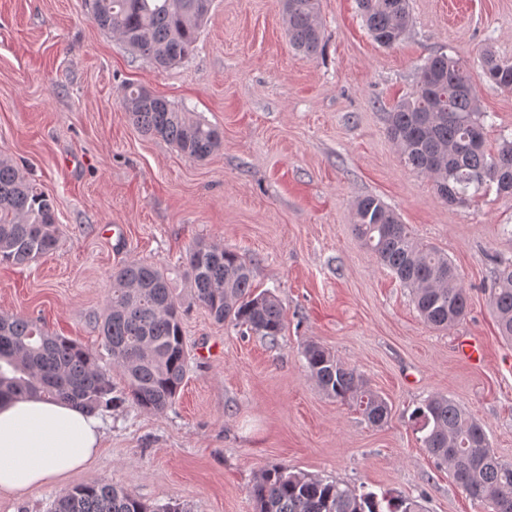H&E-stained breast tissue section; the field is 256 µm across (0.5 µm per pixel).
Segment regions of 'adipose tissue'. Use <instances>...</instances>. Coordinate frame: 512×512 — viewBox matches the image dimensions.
<instances>
[{"instance_id":"1","label":"adipose tissue","mask_w":512,"mask_h":512,"mask_svg":"<svg viewBox=\"0 0 512 512\" xmlns=\"http://www.w3.org/2000/svg\"><path fill=\"white\" fill-rule=\"evenodd\" d=\"M103 435L100 416L68 403L0 400V494L20 495L85 468Z\"/></svg>"}]
</instances>
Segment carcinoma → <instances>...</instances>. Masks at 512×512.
Masks as SVG:
<instances>
[{"mask_svg":"<svg viewBox=\"0 0 512 512\" xmlns=\"http://www.w3.org/2000/svg\"><path fill=\"white\" fill-rule=\"evenodd\" d=\"M374 41L391 48L410 23L408 0H357ZM288 41L314 58L323 51L324 31L318 0H282ZM210 11L204 0H92V19L134 52L158 67H168L195 49ZM484 77L512 91V62L487 53ZM124 112L144 134L161 137L183 155L203 161L222 145L217 128L173 106L146 89H122ZM490 114L481 110L476 88L459 61L434 56L421 68L413 92L389 114L388 137L406 164L427 176L448 204L466 202L491 183L499 168L512 167V141L497 153L485 148ZM353 231L363 245L412 292L424 322L447 329L466 314L467 294L448 255L413 237L398 215L379 198L355 203ZM57 217L51 198L39 191L23 168L0 157V263L25 265L55 251ZM192 298L218 322L275 340L284 329L285 311L272 293L253 288V267L237 252L211 244L196 245L187 258ZM491 307L499 334L512 341V260H501L492 285ZM181 303L164 272L130 261L112 273V294L100 325L104 346L122 374L119 390L97 357L36 321L0 314V398L40 396L69 402L87 412L125 403L161 411L184 382L187 352L181 328ZM303 356L310 377L328 395L352 404L374 425L388 420L391 408L354 368L345 366L321 344L309 341ZM424 433L423 446L472 499L493 512H512V463L500 460L480 424L453 399L429 397L411 413ZM255 512H422L420 503L402 495L359 493L341 483L294 471L264 468L251 488ZM54 512H179L150 507L124 488L102 483L75 486L55 502Z\"/></svg>","mask_w":512,"mask_h":512,"instance_id":"obj_1","label":"carcinoma"}]
</instances>
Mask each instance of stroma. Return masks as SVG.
<instances>
[{"instance_id": "obj_1", "label": "stroma", "mask_w": 512, "mask_h": 512, "mask_svg": "<svg viewBox=\"0 0 512 512\" xmlns=\"http://www.w3.org/2000/svg\"><path fill=\"white\" fill-rule=\"evenodd\" d=\"M411 24L376 44L355 0H319L321 55L289 44L279 0H214L196 48L166 69L91 19L87 0H0V155L53 198L60 245L29 265L0 264V313L112 360L99 322L112 271L161 268L183 297L188 370L172 405L102 413L88 468L20 496L0 512H53L63 492L114 483L180 512H254L260 470L278 464L356 490L417 497L424 512H488L422 446L410 415L443 394L471 413L512 463V342L490 305L494 261L512 258V194L487 187L450 205L410 169L388 114L428 58L468 70L490 147L512 138V92L482 76L485 52L512 60V0H409ZM134 84L223 134L203 161L143 135L121 90ZM380 198L419 239L447 253L468 293L451 328L425 324L408 288L353 232V205ZM200 242L253 263L258 291L278 297L276 341L216 322L189 300L187 256ZM484 352L473 362L461 337ZM316 341L382 395L391 416L370 425L310 378Z\"/></svg>"}]
</instances>
